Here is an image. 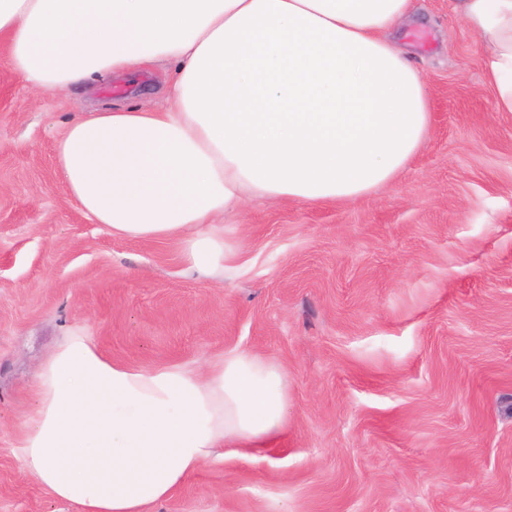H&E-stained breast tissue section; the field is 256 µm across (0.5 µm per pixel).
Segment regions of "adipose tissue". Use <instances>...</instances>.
<instances>
[{
    "mask_svg": "<svg viewBox=\"0 0 512 512\" xmlns=\"http://www.w3.org/2000/svg\"><path fill=\"white\" fill-rule=\"evenodd\" d=\"M512 113V0H452ZM412 0H0L7 61L34 91L170 70L159 110L72 119L56 169L115 237L179 244L221 279L224 218L246 198L354 202L390 185L428 135V91L399 38ZM20 469L79 512H146L220 448H268L288 425L279 365L243 350L204 369L108 359L79 329L34 379Z\"/></svg>",
    "mask_w": 512,
    "mask_h": 512,
    "instance_id": "obj_1",
    "label": "adipose tissue"
}]
</instances>
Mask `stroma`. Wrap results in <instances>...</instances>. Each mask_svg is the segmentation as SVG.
Returning <instances> with one entry per match:
<instances>
[{"label": "stroma", "instance_id": "obj_1", "mask_svg": "<svg viewBox=\"0 0 512 512\" xmlns=\"http://www.w3.org/2000/svg\"><path fill=\"white\" fill-rule=\"evenodd\" d=\"M413 4L401 41L432 121L407 170L353 203L246 205L221 281L174 242L90 221L55 167L73 116L160 108L165 72L36 94L0 47V512H77L16 451L42 359L81 327L137 366L239 349L287 372L280 440L226 452L149 512H512V114L451 0Z\"/></svg>", "mask_w": 512, "mask_h": 512}]
</instances>
